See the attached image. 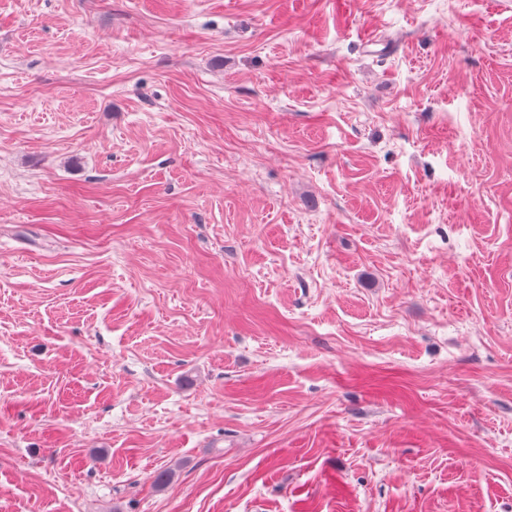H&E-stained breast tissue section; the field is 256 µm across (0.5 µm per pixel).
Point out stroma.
<instances>
[{"label": "stroma", "instance_id": "obj_1", "mask_svg": "<svg viewBox=\"0 0 512 512\" xmlns=\"http://www.w3.org/2000/svg\"><path fill=\"white\" fill-rule=\"evenodd\" d=\"M0 512H512V0H0Z\"/></svg>", "mask_w": 512, "mask_h": 512}]
</instances>
